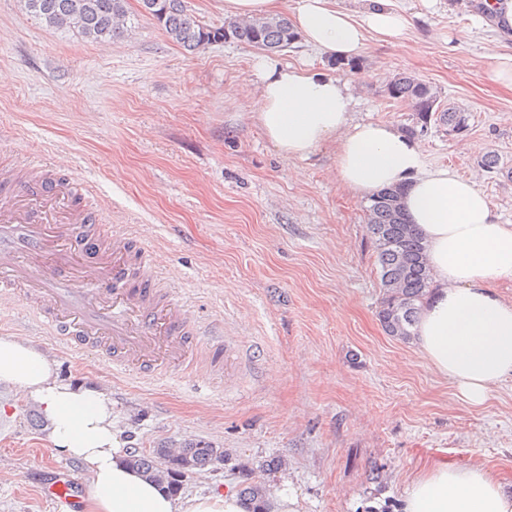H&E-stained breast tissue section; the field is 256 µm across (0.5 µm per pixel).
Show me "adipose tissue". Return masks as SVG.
I'll return each instance as SVG.
<instances>
[{
    "label": "adipose tissue",
    "instance_id": "obj_1",
    "mask_svg": "<svg viewBox=\"0 0 512 512\" xmlns=\"http://www.w3.org/2000/svg\"><path fill=\"white\" fill-rule=\"evenodd\" d=\"M292 22L303 40L333 59H356L369 34L400 44L408 23L375 7L356 17L334 0H295ZM253 117L282 155L308 158L336 146V175L358 194L403 189V204L426 249L432 293L419 316L418 347L470 406H482L512 377V299L494 285L512 282V224L502 223L472 181L446 167H430L422 145L396 126L359 122L346 81L256 58ZM0 385L36 402L59 454L87 466L88 512H247L232 492L180 498L127 463L112 423L109 391L59 380L41 351L19 338L0 337ZM403 512H512V485L481 466L432 465L411 481Z\"/></svg>",
    "mask_w": 512,
    "mask_h": 512
}]
</instances>
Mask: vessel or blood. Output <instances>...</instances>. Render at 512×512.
I'll use <instances>...</instances> for the list:
<instances>
[{
	"instance_id": "vessel-or-blood-1",
	"label": "vessel or blood",
	"mask_w": 512,
	"mask_h": 512,
	"mask_svg": "<svg viewBox=\"0 0 512 512\" xmlns=\"http://www.w3.org/2000/svg\"><path fill=\"white\" fill-rule=\"evenodd\" d=\"M0 173V301L24 297L35 318L72 351L96 348L110 370L146 378L196 364L208 344L186 305L162 293L150 250L98 223L84 182L44 173ZM76 488L59 477L44 492L53 512H73Z\"/></svg>"
}]
</instances>
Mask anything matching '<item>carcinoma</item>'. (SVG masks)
<instances>
[{
    "mask_svg": "<svg viewBox=\"0 0 512 512\" xmlns=\"http://www.w3.org/2000/svg\"><path fill=\"white\" fill-rule=\"evenodd\" d=\"M140 5L172 42L188 51L233 40L275 52L292 47L298 39L288 18L280 15L210 27L187 9L185 0H140ZM24 8L47 26L74 31L86 39L112 41L128 34L126 0H24ZM387 93L409 106L412 124L403 127L409 136L430 124L443 127L450 134L467 130V113L442 107L438 92L411 74L394 77L387 85ZM402 194L399 188L373 194L365 211L375 239L383 288L378 320L386 335L408 342L415 336L419 314L429 298L431 275L422 239L403 210ZM221 453L205 441L170 443L138 451L130 455L129 462L176 492L185 473L205 470ZM240 495L251 505L249 512H265L264 487L250 484L241 489Z\"/></svg>",
    "mask_w": 512,
    "mask_h": 512,
    "instance_id": "obj_1",
    "label": "carcinoma"
}]
</instances>
